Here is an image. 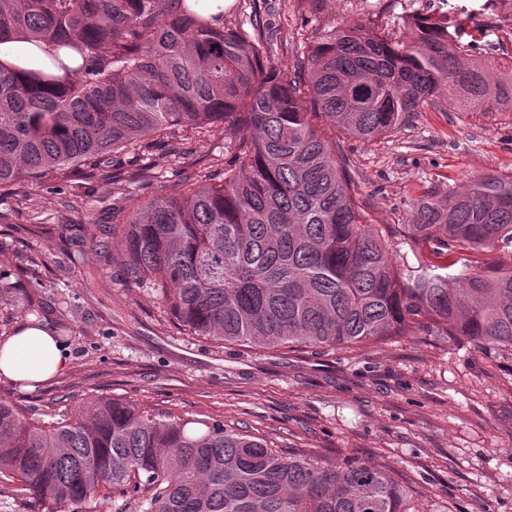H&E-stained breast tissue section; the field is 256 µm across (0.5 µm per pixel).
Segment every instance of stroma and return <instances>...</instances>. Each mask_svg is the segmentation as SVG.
I'll list each match as a JSON object with an SVG mask.
<instances>
[{"label":"stroma","mask_w":512,"mask_h":512,"mask_svg":"<svg viewBox=\"0 0 512 512\" xmlns=\"http://www.w3.org/2000/svg\"><path fill=\"white\" fill-rule=\"evenodd\" d=\"M438 0H224V23L256 12L273 63L293 65L308 39L362 24L405 36V14ZM222 135L181 127L116 154L110 194L69 171L67 193L49 179L21 187L28 207L0 229V341L28 321L25 295L41 294L38 319L56 330L70 367L25 388L0 376V400L37 405L44 416L107 395L174 418L246 428L295 453L326 460H382L406 474L420 512H512V355L439 336L325 350L300 343L251 349L191 336L164 299L123 276L120 196H179L186 176L223 165ZM369 220L390 233L408 266L441 265L406 226L421 196L438 198L478 176L512 173V108L458 111L438 97L398 132L364 141L336 136ZM39 259L25 270L26 258Z\"/></svg>","instance_id":"obj_1"}]
</instances>
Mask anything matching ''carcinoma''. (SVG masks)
I'll return each instance as SVG.
<instances>
[{
	"mask_svg": "<svg viewBox=\"0 0 512 512\" xmlns=\"http://www.w3.org/2000/svg\"><path fill=\"white\" fill-rule=\"evenodd\" d=\"M465 23L415 15L406 40L334 28L283 68L258 22L215 24L188 0H0L1 46L51 47L0 59V190L78 165L97 175L171 125L220 126L222 178L125 196L126 277L184 330L255 348L444 336L512 353V174L418 200L409 231L447 263L404 268L336 155V131L395 133L441 92L462 112L512 107V73L476 56L488 42H460ZM104 487L149 494L151 512H418L381 462L284 453L111 396L48 423L0 401V496L61 512Z\"/></svg>",
	"mask_w": 512,
	"mask_h": 512,
	"instance_id": "cac0c4a2",
	"label": "carcinoma"
}]
</instances>
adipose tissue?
Instances as JSON below:
<instances>
[{
	"instance_id": "obj_1",
	"label": "adipose tissue",
	"mask_w": 512,
	"mask_h": 512,
	"mask_svg": "<svg viewBox=\"0 0 512 512\" xmlns=\"http://www.w3.org/2000/svg\"><path fill=\"white\" fill-rule=\"evenodd\" d=\"M69 356L62 351L49 327L27 326L0 345V375L14 381L43 380L63 373Z\"/></svg>"
}]
</instances>
